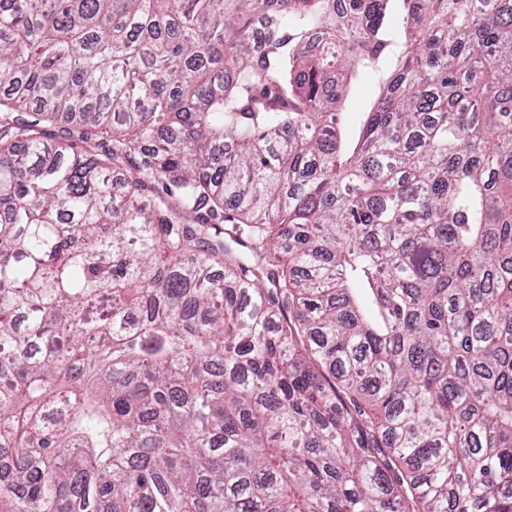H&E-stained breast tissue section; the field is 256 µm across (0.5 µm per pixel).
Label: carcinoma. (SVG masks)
Wrapping results in <instances>:
<instances>
[{
    "label": "carcinoma",
    "instance_id": "carcinoma-1",
    "mask_svg": "<svg viewBox=\"0 0 512 512\" xmlns=\"http://www.w3.org/2000/svg\"><path fill=\"white\" fill-rule=\"evenodd\" d=\"M0 512H512V0H6Z\"/></svg>",
    "mask_w": 512,
    "mask_h": 512
}]
</instances>
